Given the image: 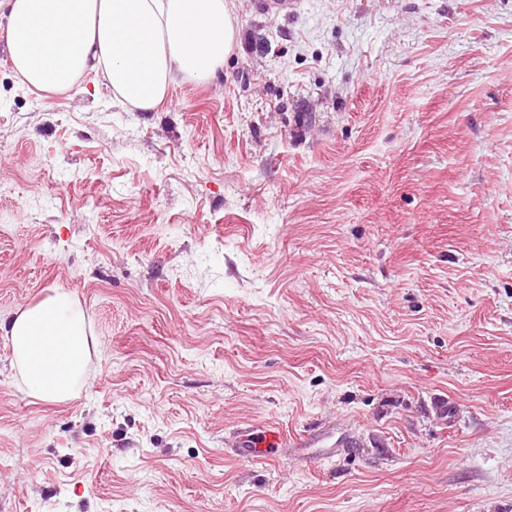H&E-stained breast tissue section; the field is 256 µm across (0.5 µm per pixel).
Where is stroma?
I'll use <instances>...</instances> for the list:
<instances>
[{"instance_id": "obj_1", "label": "stroma", "mask_w": 512, "mask_h": 512, "mask_svg": "<svg viewBox=\"0 0 512 512\" xmlns=\"http://www.w3.org/2000/svg\"><path fill=\"white\" fill-rule=\"evenodd\" d=\"M235 2L155 112L0 50V319L96 343L42 403L0 335V512H512V0ZM230 455L243 462L275 463L288 453V438L276 426L241 429L227 440Z\"/></svg>"}]
</instances>
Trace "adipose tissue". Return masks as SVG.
Returning <instances> with one entry per match:
<instances>
[{
  "mask_svg": "<svg viewBox=\"0 0 512 512\" xmlns=\"http://www.w3.org/2000/svg\"><path fill=\"white\" fill-rule=\"evenodd\" d=\"M4 48L27 88L71 89L104 73L131 108L156 111L176 81L208 83L238 42L231 0H0ZM31 397H75L91 355L85 314L56 291L0 320Z\"/></svg>",
  "mask_w": 512,
  "mask_h": 512,
  "instance_id": "obj_1",
  "label": "adipose tissue"
}]
</instances>
